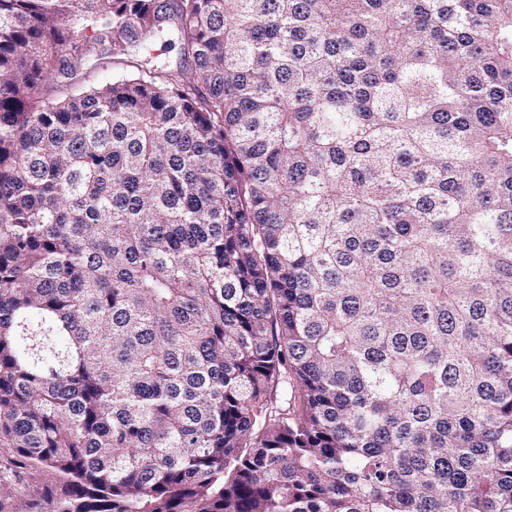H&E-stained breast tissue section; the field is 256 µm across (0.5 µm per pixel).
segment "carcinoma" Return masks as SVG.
<instances>
[{
  "label": "carcinoma",
  "mask_w": 512,
  "mask_h": 512,
  "mask_svg": "<svg viewBox=\"0 0 512 512\" xmlns=\"http://www.w3.org/2000/svg\"><path fill=\"white\" fill-rule=\"evenodd\" d=\"M0 447L46 512H512V0H0ZM170 38V37H168ZM168 38H163L161 41H158L155 46L154 50H152L151 56H158V59L163 60L166 62L168 67L171 71H174L175 73L184 72L186 75H189L190 73V66L184 65V62L182 61V58L179 55L178 47L177 45H174L172 47H164V40H167ZM184 66V67H183ZM96 50L94 56L89 62L82 66L78 70L77 80L83 87H91L106 81H112V79L122 76L126 73V70H112V68L102 69L99 66H95L96 61L94 58H107L112 56V44L105 43L102 45H95Z\"/></svg>",
  "instance_id": "1"
}]
</instances>
